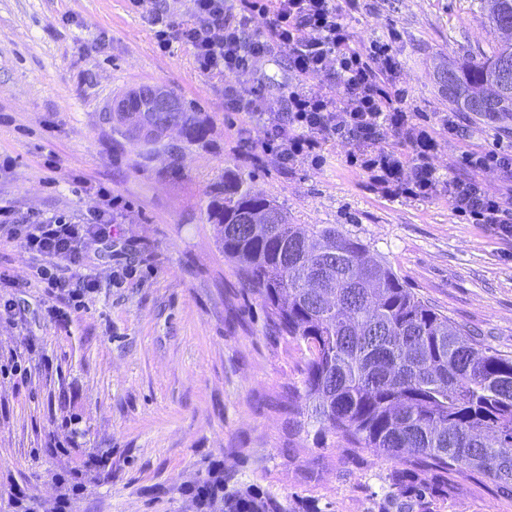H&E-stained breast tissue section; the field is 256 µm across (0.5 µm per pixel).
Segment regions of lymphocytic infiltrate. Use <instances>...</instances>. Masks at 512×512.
<instances>
[{"label":"lymphocytic infiltrate","mask_w":512,"mask_h":512,"mask_svg":"<svg viewBox=\"0 0 512 512\" xmlns=\"http://www.w3.org/2000/svg\"><path fill=\"white\" fill-rule=\"evenodd\" d=\"M192 20L152 16L161 50L172 44L190 47L200 72L224 79V107L245 123L261 125V155L284 169L295 163L321 164L330 141L351 145L350 164L368 173L375 189L390 198L416 199L444 190L455 216L489 224L512 236V196L488 192L473 177H445L432 164L438 140L406 111L394 89L402 63L395 34L355 44L343 15L358 0H192ZM264 25L250 29L254 16ZM288 56L291 83L284 89L287 112L266 104L263 66L272 50ZM335 76L340 94L313 89L311 76ZM407 147H385L386 136ZM100 206L70 216L47 211L19 212L0 204V239L20 241L35 261L32 276L48 297L68 296L84 306L95 293L96 278L85 273L90 246L111 253L112 228L122 217V199L100 186Z\"/></svg>","instance_id":"1"}]
</instances>
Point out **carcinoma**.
I'll list each match as a JSON object with an SVG mask.
<instances>
[{
	"label": "carcinoma",
	"mask_w": 512,
	"mask_h": 512,
	"mask_svg": "<svg viewBox=\"0 0 512 512\" xmlns=\"http://www.w3.org/2000/svg\"><path fill=\"white\" fill-rule=\"evenodd\" d=\"M498 29L512 26V0H482ZM512 41L479 59L451 65L448 103L490 121L512 119V77L497 60ZM171 112H157L145 90L122 101L115 128L142 147L141 156L179 154L207 134L206 117L170 91ZM183 133L178 150L168 128ZM209 223L219 227L224 257L261 298L269 323L305 349L301 397L310 422L352 448L385 461L433 470L476 472L512 486V356L498 353L420 300L360 240L334 224H293L273 200L229 171L209 193ZM260 218L259 224L244 220ZM209 512H295L270 494L204 489Z\"/></svg>",
	"instance_id": "carcinoma-1"
}]
</instances>
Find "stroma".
Segmentation results:
<instances>
[{
    "mask_svg": "<svg viewBox=\"0 0 512 512\" xmlns=\"http://www.w3.org/2000/svg\"><path fill=\"white\" fill-rule=\"evenodd\" d=\"M346 22L357 45L395 29L396 79L410 111L429 117L440 172L469 175L467 153L512 148V123L456 113L444 129L449 60L476 58L499 39L478 0H360ZM156 28L132 0H0V199L20 211L76 214L96 206V186L132 210L113 233L137 275L112 284L113 262L92 254L99 288L61 328L46 293L23 287L32 260L0 242V288L19 321L0 320V356L20 375L0 382V507L25 493L52 512L73 472L104 456L112 477L88 476L72 512H200L205 481L318 505L321 512H512V492L479 475L437 471L418 500L388 497L397 463L297 430L306 354L266 324L262 301L242 288L202 210L225 172L275 200L297 224H335L368 245L408 288L485 344L512 355V237L456 217L443 193L392 199L347 163L350 147L326 143L321 165L283 170L243 155L258 141L224 110V79L199 72L191 50L161 52ZM161 86L207 117L202 144L180 168L137 162L115 142L111 112L124 93ZM55 168H47V159ZM71 442L63 453L58 443Z\"/></svg>",
    "mask_w": 512,
    "mask_h": 512,
    "instance_id": "obj_1",
    "label": "stroma"
}]
</instances>
